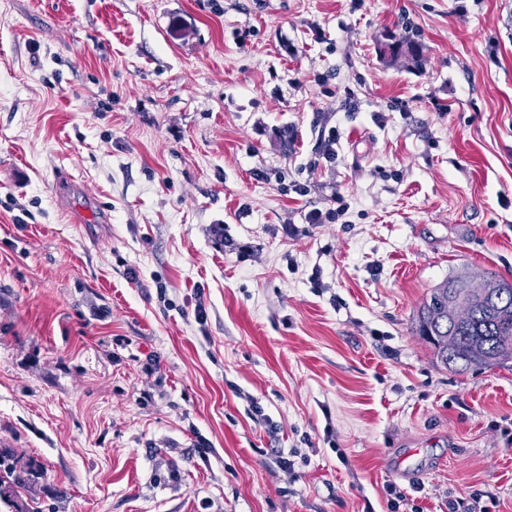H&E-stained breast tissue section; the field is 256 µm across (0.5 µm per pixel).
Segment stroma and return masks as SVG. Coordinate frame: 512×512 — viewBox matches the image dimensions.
<instances>
[{
    "label": "stroma",
    "mask_w": 512,
    "mask_h": 512,
    "mask_svg": "<svg viewBox=\"0 0 512 512\" xmlns=\"http://www.w3.org/2000/svg\"><path fill=\"white\" fill-rule=\"evenodd\" d=\"M463 269L512 0H0V512H512V367L416 331ZM378 49L381 56L390 59L404 56L417 64L422 61V46L417 41H396L387 34L384 40H380ZM21 459L7 449L0 450V498L2 495L11 496L14 487L21 488L29 481H34L42 475L41 466L34 460L29 459L23 464Z\"/></svg>",
    "instance_id": "35a3bbf8"
}]
</instances>
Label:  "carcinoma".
I'll return each instance as SVG.
<instances>
[{"instance_id":"1","label":"carcinoma","mask_w":512,"mask_h":512,"mask_svg":"<svg viewBox=\"0 0 512 512\" xmlns=\"http://www.w3.org/2000/svg\"><path fill=\"white\" fill-rule=\"evenodd\" d=\"M379 53L420 63L422 46L386 35ZM418 335L429 343L436 360L455 372L512 365V283L494 277L472 286L470 273L458 272L432 288L418 315ZM42 475L33 459L0 450V496L8 495Z\"/></svg>"}]
</instances>
